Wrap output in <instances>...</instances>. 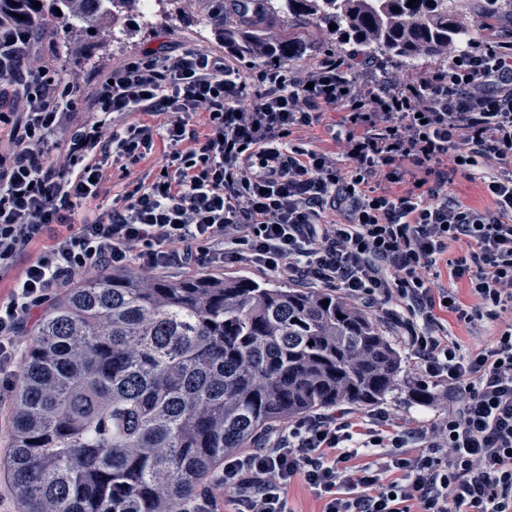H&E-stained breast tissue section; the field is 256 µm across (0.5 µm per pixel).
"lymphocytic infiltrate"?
<instances>
[{
    "label": "lymphocytic infiltrate",
    "instance_id": "1",
    "mask_svg": "<svg viewBox=\"0 0 512 512\" xmlns=\"http://www.w3.org/2000/svg\"><path fill=\"white\" fill-rule=\"evenodd\" d=\"M16 11L0 0V279H12L0 378L18 374L28 318L75 279L247 266L376 312L448 409L426 427L382 409L294 418L225 458L188 512L227 497L237 512H293L298 478L323 512H512V40L474 38L445 64L379 81L356 80L354 66L376 64L353 53L248 71L223 45L164 41L84 88L58 64L55 23ZM338 110L325 126L340 155L293 141ZM157 146L161 171L103 206L113 163ZM455 173L493 209L450 196ZM448 312L495 324L493 343L463 348Z\"/></svg>",
    "mask_w": 512,
    "mask_h": 512
}]
</instances>
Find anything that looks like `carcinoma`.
<instances>
[{
  "label": "carcinoma",
  "mask_w": 512,
  "mask_h": 512,
  "mask_svg": "<svg viewBox=\"0 0 512 512\" xmlns=\"http://www.w3.org/2000/svg\"><path fill=\"white\" fill-rule=\"evenodd\" d=\"M407 2L288 0L281 10L261 0L219 36L250 61H284L319 29L419 63L474 30L458 0ZM87 3L25 0L23 16L58 8L65 23L95 31ZM401 372L379 322L333 291L104 271L52 304L24 352L11 486L24 512H187L216 460L294 417L371 408Z\"/></svg>",
  "instance_id": "cac0c4a2"
}]
</instances>
